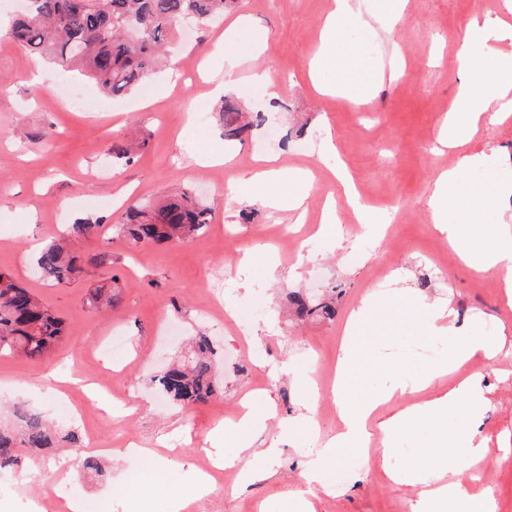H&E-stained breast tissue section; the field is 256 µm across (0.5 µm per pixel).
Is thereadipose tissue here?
<instances>
[{"label":"adipose tissue","mask_w":512,"mask_h":512,"mask_svg":"<svg viewBox=\"0 0 512 512\" xmlns=\"http://www.w3.org/2000/svg\"><path fill=\"white\" fill-rule=\"evenodd\" d=\"M404 17V0H388L380 7L372 19H365L361 12L360 0H335V7L329 13L322 38L319 57L310 64L311 71H320L336 58V39L338 33L348 27H358L369 34L383 32L394 37ZM461 64L469 74V79L458 92L456 101L444 120L439 142L441 145L455 147L469 140L471 132L483 112L498 108L499 112L512 110V56L503 55L495 67L493 77H486L485 71L476 56L462 59ZM254 195L264 205L274 209H297L306 199L309 186L307 172L300 168L288 169L278 164L276 157L264 158L263 165L251 177ZM458 174L456 169L441 172L432 188L433 223L436 230L446 234L449 245L475 272L496 271L503 282L505 294L512 301V243L506 235L511 228L496 226L482 237H475L469 224H448L443 213L448 203H455L461 209L473 207L499 208L500 197L494 190L482 192L480 198L472 200L457 192ZM423 335L439 341L445 348L444 359L436 361L426 376L418 381V388L429 386L436 378L453 371L464 361L483 357L494 358L499 345L492 339L470 334L466 325L457 323L450 305L435 304L431 313L421 326ZM463 336L467 339L464 349H457L453 339ZM342 355L338 361L336 382L332 395L336 400V409L342 421V427L333 437L318 466L303 470L301 477L307 487H315L319 482L318 468L337 461L339 450H354L366 444L370 437L368 423L378 408L388 403L396 394H407L408 385L399 374L396 365L388 366L389 383L386 388L376 392L369 400H357L348 390L347 378L352 363L358 355V346L347 342L341 347ZM485 404L482 378L471 375L463 378L448 394L441 399L416 404L409 408L407 417L391 420L383 430V453H391L400 432L406 427L408 418L437 421L448 412H460L466 423L477 422ZM253 412H245L237 421L220 426L227 455L213 456V465L222 469L235 466L244 457L254 451ZM419 473L411 478V485L417 487V508L419 512H496V501L492 495L475 497L470 495L456 477L448 476L442 467L434 449L423 451V459L418 463ZM214 480L210 474L194 472L190 484L191 493H184L180 474L165 467L155 468L138 483L123 485L124 493L137 495L154 485L166 486L170 491L168 512H185L190 498H203L213 489Z\"/></svg>","instance_id":"1"}]
</instances>
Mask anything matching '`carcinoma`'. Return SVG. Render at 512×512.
<instances>
[{
	"label": "carcinoma",
	"instance_id": "carcinoma-1",
	"mask_svg": "<svg viewBox=\"0 0 512 512\" xmlns=\"http://www.w3.org/2000/svg\"><path fill=\"white\" fill-rule=\"evenodd\" d=\"M235 0H29L27 10L15 15L11 36L30 54L55 63L61 72L78 67L99 89L119 95L137 89L165 59V46L188 19L200 24L224 18ZM224 137L235 139L248 129L266 122L257 112L247 117L231 100L218 109ZM136 146L112 143V159H133ZM209 224L208 209L187 191L158 203L133 205L119 225L134 244L188 242ZM100 225H68V236L48 243L36 258L37 274L57 285H67L93 274L112 262L97 250L76 251L69 240H89ZM289 300L300 315L318 312L326 319L335 308L321 302L312 305L309 296L296 292ZM89 307L110 313L119 295L110 285H89ZM64 322L29 289L9 273L0 271V354L19 353L30 360L48 355L63 338ZM215 356L212 341L204 333L195 337L185 363L157 376L160 391L183 404L204 403L217 393L211 370ZM78 432L52 426L39 410L23 404L13 406L9 418L0 422V491L18 475V448H29L48 456L58 448L80 447Z\"/></svg>",
	"mask_w": 512,
	"mask_h": 512
}]
</instances>
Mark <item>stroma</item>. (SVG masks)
I'll return each mask as SVG.
<instances>
[{"label":"stroma","instance_id":"stroma-1","mask_svg":"<svg viewBox=\"0 0 512 512\" xmlns=\"http://www.w3.org/2000/svg\"><path fill=\"white\" fill-rule=\"evenodd\" d=\"M331 7L332 0H239L223 22L174 37L169 59L184 80L161 95L148 85L107 95L91 81L48 67V79L91 99L88 109L64 94L33 95L24 76L36 57L0 37V269L57 313L65 329L48 361L0 356V404L26 402L82 435L95 429L101 448L130 441L154 448L169 441L163 465L187 472L198 469V452L210 447L223 415L247 400L258 419L255 454L237 466L232 488L216 486L190 512H300V499L309 496L300 474L336 434L339 419L325 390L311 405L319 433L290 432L287 421L304 402L294 378L311 374L318 363L336 364L375 268L388 263L399 272L394 286L380 291L391 318L380 321L375 312L366 317L372 332L351 372L352 390L365 399L384 384L383 367L393 350L419 341L416 323L437 301L452 300L459 321L480 334L505 335L500 357L471 359L420 392L391 400L376 418L440 398L462 378L481 374L488 404L477 433L489 447L486 483L477 485L471 471L457 466L453 449L442 454L468 493L492 494L497 512H512V448L500 445L503 436L512 437V370L503 367L512 361V307L497 274L474 272L449 249L431 223L430 206L438 172L459 166L461 155L485 153L512 166V117L500 122L483 115L468 144L435 151L440 121L466 78L458 57L467 26L475 18H507L504 0H407L393 42L345 29L337 52L355 53L356 59L347 71L327 72L343 89L336 96L318 93L308 76ZM256 31L267 36L258 55L252 52ZM396 45L405 74L391 82L380 71ZM223 47L242 58L229 86L208 65ZM257 68L270 71L284 108L262 127L225 139L216 114L222 96L254 111L266 103L250 79ZM366 83L373 95L360 106L354 99ZM50 130L57 136L47 146L42 137ZM119 139L140 142L133 162L113 161L108 149ZM328 142L334 152L324 151ZM270 154L311 171L303 215L273 211L253 199L248 179L254 160ZM336 168L370 195L373 208L393 210L384 237L358 224L332 175ZM184 189L212 211L211 223L191 242L136 246L119 233L125 207ZM77 221L105 228L87 245L112 257L95 275L116 282L121 304L112 314L89 308L85 283L54 286L35 273V244H47ZM434 251L449 273L427 261ZM272 265L279 272L275 280L267 274ZM425 275L432 286L423 290L417 281ZM294 290L332 303L335 319L294 316L288 308ZM201 331L218 352L213 375L219 392L202 404H174L152 378L183 359ZM50 367L60 378L52 387L43 378ZM271 403L277 407L273 419L265 416ZM431 438V428L421 422L402 436L388 462L370 450L366 466L347 472L340 487L309 496L315 512H414L411 486L394 485L386 472H406L415 450ZM18 454L25 477L36 472L49 480L77 466L66 448L51 457L27 448ZM104 465V476L80 473L70 493L97 502L100 512H168L166 487H153L142 501L118 492L120 478L142 475L138 457H108ZM252 471L264 473V480L244 482Z\"/></svg>","mask_w":512,"mask_h":512}]
</instances>
